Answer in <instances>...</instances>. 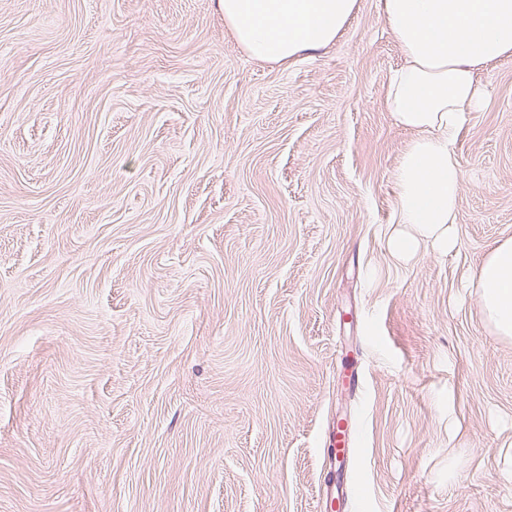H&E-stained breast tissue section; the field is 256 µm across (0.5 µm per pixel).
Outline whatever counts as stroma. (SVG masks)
Here are the masks:
<instances>
[{
    "label": "stroma",
    "instance_id": "1",
    "mask_svg": "<svg viewBox=\"0 0 512 512\" xmlns=\"http://www.w3.org/2000/svg\"><path fill=\"white\" fill-rule=\"evenodd\" d=\"M403 62L380 0L286 65L222 0H0V512H512V56L408 263ZM472 285L483 301L485 322L498 336L512 338V238L491 248Z\"/></svg>",
    "mask_w": 512,
    "mask_h": 512
}]
</instances>
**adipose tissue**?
I'll return each mask as SVG.
<instances>
[{"label": "adipose tissue", "mask_w": 512, "mask_h": 512, "mask_svg": "<svg viewBox=\"0 0 512 512\" xmlns=\"http://www.w3.org/2000/svg\"><path fill=\"white\" fill-rule=\"evenodd\" d=\"M224 22L257 60L288 62L336 40L357 0H222ZM381 10L405 58L392 75L385 105L415 131L394 175L396 215L404 224L387 245L398 258L428 244L452 250L464 181L455 142L465 115L479 108L477 65L512 55V0H382ZM485 322L512 338V238L491 248L473 282Z\"/></svg>", "instance_id": "ef3b65f1"}]
</instances>
